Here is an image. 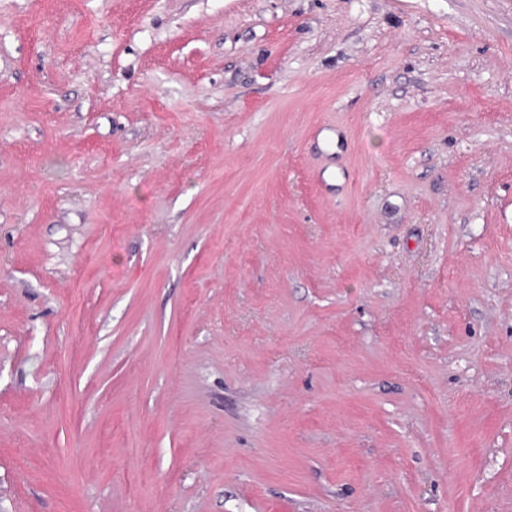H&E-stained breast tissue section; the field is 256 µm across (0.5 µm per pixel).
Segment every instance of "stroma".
<instances>
[{
    "mask_svg": "<svg viewBox=\"0 0 512 512\" xmlns=\"http://www.w3.org/2000/svg\"><path fill=\"white\" fill-rule=\"evenodd\" d=\"M0 512H512V0H0Z\"/></svg>",
    "mask_w": 512,
    "mask_h": 512,
    "instance_id": "obj_1",
    "label": "stroma"
}]
</instances>
